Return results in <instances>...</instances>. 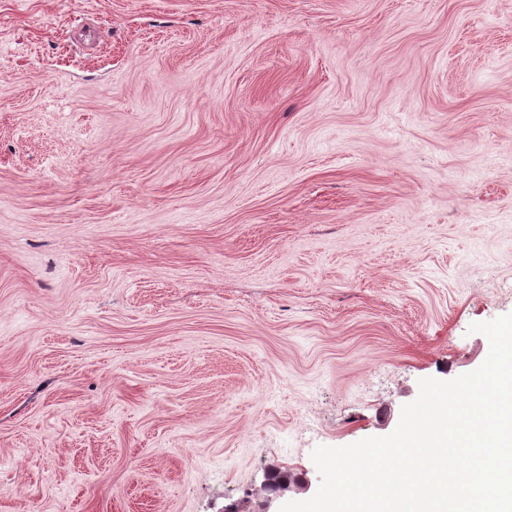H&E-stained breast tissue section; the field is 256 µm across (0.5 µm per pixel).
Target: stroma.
<instances>
[{"label": "stroma", "mask_w": 512, "mask_h": 512, "mask_svg": "<svg viewBox=\"0 0 512 512\" xmlns=\"http://www.w3.org/2000/svg\"><path fill=\"white\" fill-rule=\"evenodd\" d=\"M512 313V0H0V512H262Z\"/></svg>", "instance_id": "obj_1"}]
</instances>
